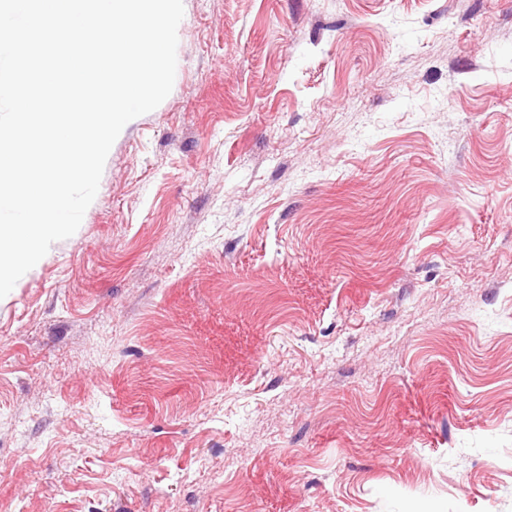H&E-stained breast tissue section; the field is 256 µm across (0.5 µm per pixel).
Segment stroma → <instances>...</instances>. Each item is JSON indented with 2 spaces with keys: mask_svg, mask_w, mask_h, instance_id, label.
<instances>
[{
  "mask_svg": "<svg viewBox=\"0 0 512 512\" xmlns=\"http://www.w3.org/2000/svg\"><path fill=\"white\" fill-rule=\"evenodd\" d=\"M183 5L0 299V512H512V0Z\"/></svg>",
  "mask_w": 512,
  "mask_h": 512,
  "instance_id": "obj_1",
  "label": "stroma"
}]
</instances>
